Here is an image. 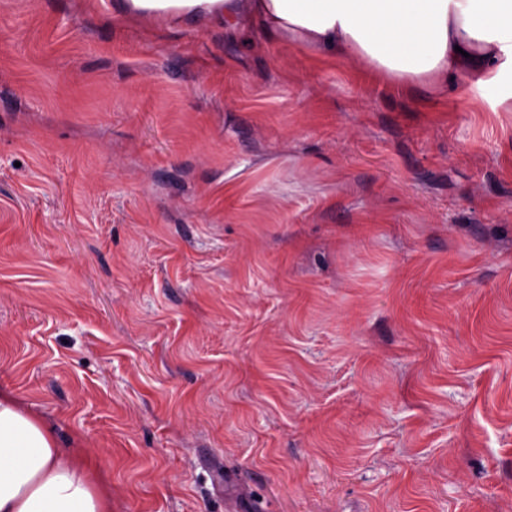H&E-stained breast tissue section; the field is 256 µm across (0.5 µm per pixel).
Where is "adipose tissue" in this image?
I'll use <instances>...</instances> for the list:
<instances>
[{"label":"adipose tissue","instance_id":"1","mask_svg":"<svg viewBox=\"0 0 512 512\" xmlns=\"http://www.w3.org/2000/svg\"><path fill=\"white\" fill-rule=\"evenodd\" d=\"M187 9L269 41L364 60L393 80L446 89L512 71V0H115L113 13ZM80 448L0 390V512H109Z\"/></svg>","mask_w":512,"mask_h":512}]
</instances>
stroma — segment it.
<instances>
[{
	"label": "stroma",
	"instance_id": "1",
	"mask_svg": "<svg viewBox=\"0 0 512 512\" xmlns=\"http://www.w3.org/2000/svg\"><path fill=\"white\" fill-rule=\"evenodd\" d=\"M0 389L112 512H512V80L0 0Z\"/></svg>",
	"mask_w": 512,
	"mask_h": 512
}]
</instances>
